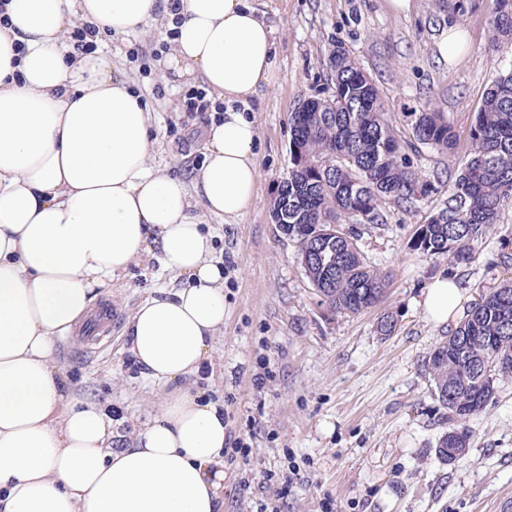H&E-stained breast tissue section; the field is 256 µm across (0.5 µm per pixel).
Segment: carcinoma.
Listing matches in <instances>:
<instances>
[{"instance_id": "cac0c4a2", "label": "carcinoma", "mask_w": 512, "mask_h": 512, "mask_svg": "<svg viewBox=\"0 0 512 512\" xmlns=\"http://www.w3.org/2000/svg\"><path fill=\"white\" fill-rule=\"evenodd\" d=\"M489 45H512V0H492ZM327 95L303 99L290 113L288 172L270 203L279 233L294 242L304 275L333 314H359L380 305L390 277L367 264L358 234H317L347 220L383 224L384 205H414L425 191L403 153L401 136L370 73L340 44L327 56ZM417 143L446 153L457 139L444 112L410 114ZM512 202V68L487 89L470 130L468 159L443 206L420 225L412 249L431 258L468 263L472 243L498 223ZM440 405L452 426L437 447L466 454L468 422L491 405L496 383L512 378V279L472 307L427 361Z\"/></svg>"}]
</instances>
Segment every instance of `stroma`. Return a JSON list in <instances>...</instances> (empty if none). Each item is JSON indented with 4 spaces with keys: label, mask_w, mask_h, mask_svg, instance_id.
<instances>
[{
    "label": "stroma",
    "mask_w": 512,
    "mask_h": 512,
    "mask_svg": "<svg viewBox=\"0 0 512 512\" xmlns=\"http://www.w3.org/2000/svg\"><path fill=\"white\" fill-rule=\"evenodd\" d=\"M275 30L273 79L250 103L259 136L257 197L240 219L204 221L214 256L231 266L224 282V331L212 372L193 384L222 400L232 430L254 422L252 485L236 490L241 474L225 465L224 512H254L266 470L295 458L305 477L282 512H496L512 496V379L499 382L494 403L469 422L470 447L455 462L436 455L448 428V412L434 395L426 363L449 332L430 322L422 292L438 275L457 276L470 298L512 277V203L494 230L474 244L475 260L455 264L412 251L419 224L446 198L468 154L469 133L486 89L512 67V51L490 50V0H411L406 12L390 0H251ZM467 35L455 63L437 45L449 29ZM342 45L373 76L403 140L405 153L427 191L414 208L387 205L384 224H344L358 230L359 246L372 267L389 273L384 309L397 318L395 332L379 335L381 310L331 314L298 263L295 242L272 224L269 206L289 166L288 117L308 96L325 95L326 58ZM98 47L112 60L154 120L155 165L190 178L203 159L211 110L186 112L193 83L164 77L160 62L173 48L158 25L131 35H101ZM434 106L446 112L458 137L454 155L412 143L407 113ZM160 256L130 267L103 306L112 329L89 346L87 329L58 341L55 360L73 391L121 408L128 424L145 421L159 397L145 387L129 362L122 336L129 314L156 289L177 287ZM274 372L256 388L261 362Z\"/></svg>",
    "instance_id": "1"
}]
</instances>
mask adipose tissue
<instances>
[{
	"label": "adipose tissue",
	"mask_w": 512,
	"mask_h": 512,
	"mask_svg": "<svg viewBox=\"0 0 512 512\" xmlns=\"http://www.w3.org/2000/svg\"><path fill=\"white\" fill-rule=\"evenodd\" d=\"M159 0H9L0 25V512H224V405L189 381L212 368L224 330V270L203 215L244 216L258 129L242 105L269 84L273 30L245 0H181L164 61L224 101L192 181L152 163L157 135L139 94L101 51L68 34H137ZM159 250L180 287L142 302L126 350L162 395L126 446L109 406L84 401L53 359L100 289ZM436 277L421 305L443 325L462 307Z\"/></svg>",
	"instance_id": "adipose-tissue-1"
}]
</instances>
